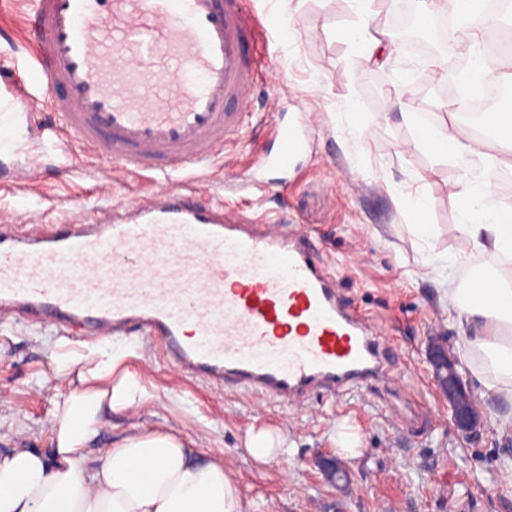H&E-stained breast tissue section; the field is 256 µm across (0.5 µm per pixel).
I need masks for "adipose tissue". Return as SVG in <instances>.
I'll use <instances>...</instances> for the list:
<instances>
[{
	"label": "adipose tissue",
	"mask_w": 512,
	"mask_h": 512,
	"mask_svg": "<svg viewBox=\"0 0 512 512\" xmlns=\"http://www.w3.org/2000/svg\"><path fill=\"white\" fill-rule=\"evenodd\" d=\"M361 17L341 35L364 67H382L395 48L391 28L370 27L375 0H353ZM491 137H464L455 123L420 129L426 147L442 148L459 165L494 161L499 145L512 146V108L484 113ZM458 230L493 268L473 288L447 287L464 334V360L482 376L484 396L512 405V208L492 193L487 175L465 179ZM136 343L117 348L101 338L70 347L60 340L51 356L55 377L68 390L52 413L54 446L17 448L0 455V512H249L250 504L219 457L162 429H133L106 449L97 445L107 412L142 409L153 395L129 360Z\"/></svg>",
	"instance_id": "1"
}]
</instances>
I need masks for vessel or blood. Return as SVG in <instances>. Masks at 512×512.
I'll list each match as a JSON object with an SVG mask.
<instances>
[{
	"label": "vessel or blood",
	"mask_w": 512,
	"mask_h": 512,
	"mask_svg": "<svg viewBox=\"0 0 512 512\" xmlns=\"http://www.w3.org/2000/svg\"><path fill=\"white\" fill-rule=\"evenodd\" d=\"M33 83L60 140L153 177L205 166L243 126L270 59L244 0H26ZM290 167L307 135L276 123ZM72 331L162 343L210 385L292 409L314 390H355L385 372L368 317L344 302L306 232L201 203L193 190L146 196L100 224H50L20 238L0 225V314Z\"/></svg>",
	"instance_id": "vessel-or-blood-1"
}]
</instances>
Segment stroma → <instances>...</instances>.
<instances>
[{"instance_id": "35a3bbf8", "label": "stroma", "mask_w": 512, "mask_h": 512, "mask_svg": "<svg viewBox=\"0 0 512 512\" xmlns=\"http://www.w3.org/2000/svg\"><path fill=\"white\" fill-rule=\"evenodd\" d=\"M267 31L274 61L256 87L251 110L261 115L237 148L202 168L175 175L216 206L233 202L245 213L312 232L317 256L341 295L366 312L392 355L388 375L362 390L361 413L339 411L318 391L307 406L291 410L257 395L220 391L168 365L161 345L141 363L148 389L160 402L140 412L115 411L100 434L110 447L133 426L166 424L223 457L252 512H512V436L495 424L511 411L480 398L476 375L462 364L464 343L454 308L438 283L464 281V261L474 254L457 231L460 170L426 148L389 101L401 90L399 74L418 84L430 106V124L453 120V104L436 108L445 84L441 59L423 58L418 47L399 44L390 64L364 68L356 50L338 35L356 16L350 0H245ZM24 0H0V59L26 60ZM17 72L0 68V215L16 235L69 215L95 216L101 206L129 205L153 181L126 175L103 156H87L36 139L57 117L44 97L22 106L5 88ZM287 116L309 128L307 150L284 178L260 192L242 176L263 178L256 158L273 149V121ZM427 209L416 215V197ZM427 231H420V224ZM61 333L46 325L0 319V453L18 445H51V413L57 381L51 354ZM442 339L458 361L464 385L478 394L477 435L458 433L438 391L427 349ZM360 436V454L346 460L349 485L337 488L317 459L337 452L340 426ZM280 433L287 455L255 464L243 450L248 429Z\"/></svg>"}]
</instances>
